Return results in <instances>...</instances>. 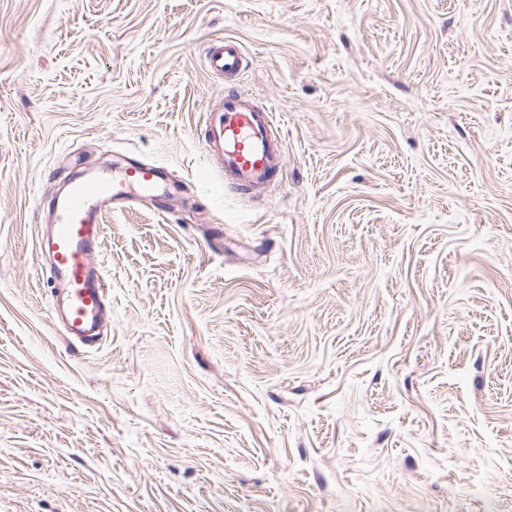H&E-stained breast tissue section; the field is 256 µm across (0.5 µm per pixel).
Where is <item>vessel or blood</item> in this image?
Masks as SVG:
<instances>
[{"mask_svg": "<svg viewBox=\"0 0 512 512\" xmlns=\"http://www.w3.org/2000/svg\"><path fill=\"white\" fill-rule=\"evenodd\" d=\"M209 69L227 77L243 74L244 54L234 40L212 42ZM205 154L224 173L225 185L250 192L270 185L284 164V137L273 111L248 95H225L210 111L203 137ZM157 168L130 165L108 175L72 182L67 195L54 204L52 231L41 251L53 263V278L67 285L62 323L66 336L84 346L96 345L97 325L108 296V283L94 260L104 237V211H122L140 201L167 197Z\"/></svg>", "mask_w": 512, "mask_h": 512, "instance_id": "1", "label": "vessel or blood"}]
</instances>
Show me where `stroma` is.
I'll list each match as a JSON object with an SVG mask.
<instances>
[{
	"label": "stroma",
	"instance_id": "35a3bbf8",
	"mask_svg": "<svg viewBox=\"0 0 512 512\" xmlns=\"http://www.w3.org/2000/svg\"><path fill=\"white\" fill-rule=\"evenodd\" d=\"M231 88L286 162L217 199ZM131 162L74 347L46 212ZM0 512H512V0H0ZM206 60L212 72L225 77L237 78L245 69L242 48L231 39L212 42L208 47Z\"/></svg>",
	"mask_w": 512,
	"mask_h": 512
}]
</instances>
